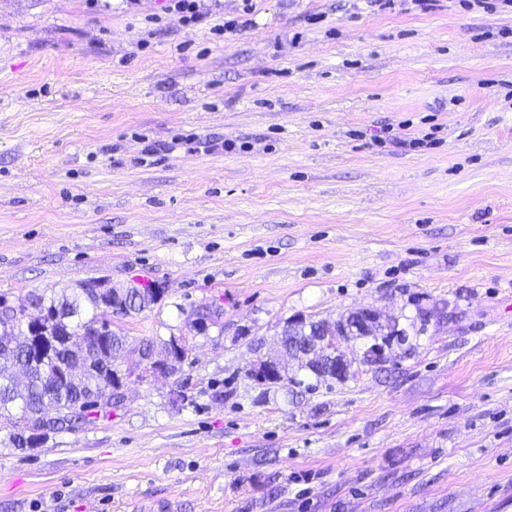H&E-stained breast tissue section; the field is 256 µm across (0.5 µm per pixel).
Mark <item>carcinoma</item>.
<instances>
[{
    "instance_id": "obj_1",
    "label": "carcinoma",
    "mask_w": 512,
    "mask_h": 512,
    "mask_svg": "<svg viewBox=\"0 0 512 512\" xmlns=\"http://www.w3.org/2000/svg\"><path fill=\"white\" fill-rule=\"evenodd\" d=\"M85 281L76 288H64L46 297L32 295L28 307L37 312L39 336L45 349L27 343L15 334V327L27 319L26 308H15L0 297V429L19 447L41 443L51 433L77 430L86 420L105 408L91 403L102 398L118 403L121 362L133 372L147 366L166 373L154 360L155 344L143 340L131 344L122 330L112 329V316L138 314L155 304L163 289L92 288ZM336 339V321L296 319L286 324L277 353L276 376L267 377L256 369L247 372L258 383L278 385L284 381L301 384L288 376V358L297 357V371L318 382L336 378V344L312 350L314 337ZM71 367L78 379L68 380L60 371ZM50 407L55 417L39 426L33 418Z\"/></svg>"
}]
</instances>
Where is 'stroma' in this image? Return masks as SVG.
<instances>
[{
  "label": "stroma",
  "mask_w": 512,
  "mask_h": 512,
  "mask_svg": "<svg viewBox=\"0 0 512 512\" xmlns=\"http://www.w3.org/2000/svg\"><path fill=\"white\" fill-rule=\"evenodd\" d=\"M254 4L226 39L242 0H0V296L152 284L113 327L186 349L76 431L0 430V512H512V10ZM361 306L407 331L386 363L247 377ZM165 12L175 16L186 25L201 23L206 19V12L203 10L204 0H167ZM289 328V329H288ZM315 336H327V339H333V343L321 347L318 351L312 352L310 345ZM281 350L277 353L278 370L277 373H270L267 377L261 375L258 369L247 371L248 377L258 383L278 385L283 381L293 382L300 385L303 380L295 377H288V356L298 357L300 362L296 363L297 371L305 372L316 379V382H326L328 379L344 380L348 374L336 377V366L333 361L337 357V367L339 373H349L351 370V362L336 351V320L319 319L305 320L296 319L287 322L281 336ZM311 346V347H310ZM312 352V353H311ZM326 363H329L325 366ZM287 365V366H286Z\"/></svg>",
  "instance_id": "35a3bbf8"
}]
</instances>
